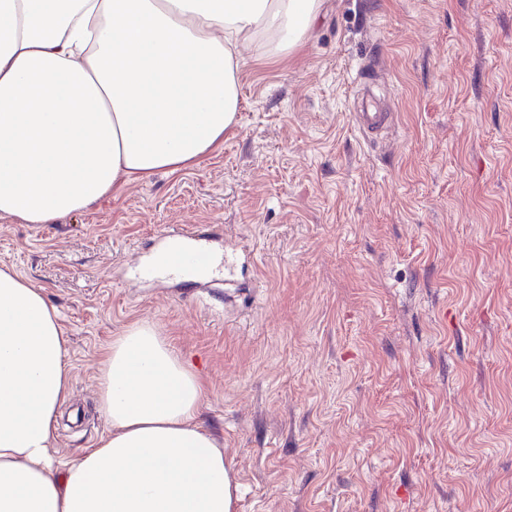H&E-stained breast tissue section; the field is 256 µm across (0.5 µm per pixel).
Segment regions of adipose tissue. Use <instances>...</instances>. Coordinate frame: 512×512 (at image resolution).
<instances>
[{"label": "adipose tissue", "instance_id": "obj_1", "mask_svg": "<svg viewBox=\"0 0 512 512\" xmlns=\"http://www.w3.org/2000/svg\"><path fill=\"white\" fill-rule=\"evenodd\" d=\"M322 0H0V219L55 224L133 182L198 165L239 110L240 49L293 53ZM58 309L0 267V512H237L197 422L203 383L139 321L102 361L109 433L65 470Z\"/></svg>", "mask_w": 512, "mask_h": 512}]
</instances>
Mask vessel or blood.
I'll return each mask as SVG.
<instances>
[{"mask_svg": "<svg viewBox=\"0 0 512 512\" xmlns=\"http://www.w3.org/2000/svg\"><path fill=\"white\" fill-rule=\"evenodd\" d=\"M392 121L391 113L377 111L371 106L364 107L356 115L359 131L371 138L380 135ZM173 237L174 242L165 252L163 265H146L142 270L143 276L197 277L213 271L214 256L199 234L183 229L174 232Z\"/></svg>", "mask_w": 512, "mask_h": 512, "instance_id": "obj_1", "label": "vessel or blood"}]
</instances>
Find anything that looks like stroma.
<instances>
[{
    "label": "stroma",
    "instance_id": "obj_1",
    "mask_svg": "<svg viewBox=\"0 0 512 512\" xmlns=\"http://www.w3.org/2000/svg\"><path fill=\"white\" fill-rule=\"evenodd\" d=\"M238 80L199 165L0 221L69 338L54 455L106 434L99 363L145 320L203 382L237 512H512V0H326ZM367 99L396 115L377 140ZM173 227L223 272L137 279ZM356 122L359 131L368 137L377 138L384 129L393 123V116L390 112H377L371 105L356 112Z\"/></svg>",
    "mask_w": 512,
    "mask_h": 512
}]
</instances>
